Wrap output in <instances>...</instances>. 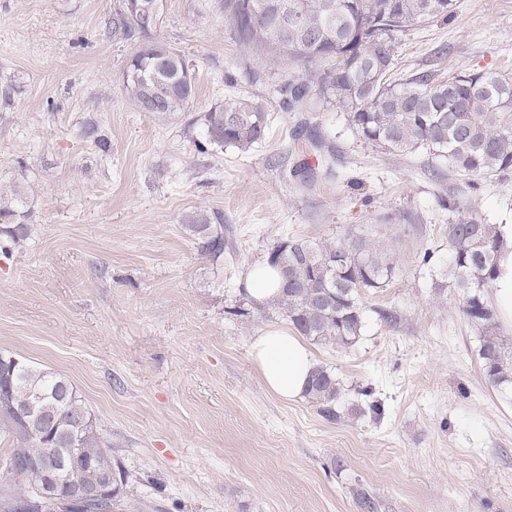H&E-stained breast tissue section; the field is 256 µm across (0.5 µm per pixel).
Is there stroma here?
<instances>
[{
    "label": "stroma",
    "mask_w": 512,
    "mask_h": 512,
    "mask_svg": "<svg viewBox=\"0 0 512 512\" xmlns=\"http://www.w3.org/2000/svg\"><path fill=\"white\" fill-rule=\"evenodd\" d=\"M454 16L403 37L393 79L512 73V0H456ZM120 0H0V350L68 378L127 478L134 512H512V384H493L448 260V203L512 224V178L476 182L427 152L365 144L345 115L308 99L281 110L295 66L239 44L224 0H159L155 37L177 49L195 95L141 112L124 88L136 51L112 38ZM246 101L264 141L209 147L204 115ZM322 141L313 184L292 177L298 127ZM224 226V253L186 224ZM364 235L399 272L363 297L349 347L310 342L342 385L336 418L263 385L253 336L278 313L237 317L248 269L286 237ZM432 252L423 263L424 252ZM395 321L382 318V311ZM378 401L380 412L369 408Z\"/></svg>",
    "instance_id": "stroma-1"
}]
</instances>
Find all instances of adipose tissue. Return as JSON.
<instances>
[{
	"mask_svg": "<svg viewBox=\"0 0 512 512\" xmlns=\"http://www.w3.org/2000/svg\"><path fill=\"white\" fill-rule=\"evenodd\" d=\"M501 231L504 244L491 303L502 323L512 327V225H503ZM250 351L270 393L285 401L302 397L315 360L301 336L285 328H271L253 337Z\"/></svg>",
	"mask_w": 512,
	"mask_h": 512,
	"instance_id": "adipose-tissue-1",
	"label": "adipose tissue"
}]
</instances>
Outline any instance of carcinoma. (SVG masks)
<instances>
[{
    "mask_svg": "<svg viewBox=\"0 0 512 512\" xmlns=\"http://www.w3.org/2000/svg\"><path fill=\"white\" fill-rule=\"evenodd\" d=\"M112 15V38L139 41L124 87L141 112H180L194 97V79L176 49L154 37L158 0L150 14H133L127 0ZM456 0H224L238 40L262 57L305 70V78L280 84L282 107L292 111L309 96L346 114L348 125L367 143L394 154L426 151L448 160V171L467 179L512 177V76L497 70L435 71L390 79L395 52L411 27L454 13ZM328 67L315 73L314 63ZM211 145L246 150L266 134L265 112L247 102L227 103L205 115ZM448 272L460 291L461 310L480 338L479 355L489 381L512 382V350L497 332L496 312L486 297L503 245L496 224L448 201ZM187 229L213 254L224 252V232L199 215ZM282 278L281 292L254 307L279 312L298 335L340 347L353 345L364 327L362 294L386 287L397 269L390 256L362 237L336 243L287 238L267 258ZM10 362L0 377V421L16 447L0 478V512H24L39 460L68 450L80 453L85 470L112 469V503H48L34 512L124 510L126 476L112 468L110 450L81 395L58 373L0 352ZM341 384L318 366L305 396L327 418Z\"/></svg>",
    "mask_w": 512,
    "mask_h": 512,
    "instance_id": "obj_1",
    "label": "carcinoma"
}]
</instances>
